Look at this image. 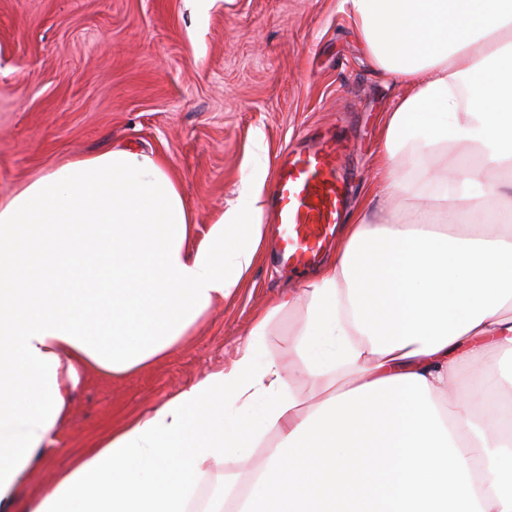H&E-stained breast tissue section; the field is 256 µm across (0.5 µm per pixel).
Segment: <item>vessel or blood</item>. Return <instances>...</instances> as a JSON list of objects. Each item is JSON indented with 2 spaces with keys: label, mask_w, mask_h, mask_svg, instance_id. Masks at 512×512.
I'll list each match as a JSON object with an SVG mask.
<instances>
[{
  "label": "vessel or blood",
  "mask_w": 512,
  "mask_h": 512,
  "mask_svg": "<svg viewBox=\"0 0 512 512\" xmlns=\"http://www.w3.org/2000/svg\"><path fill=\"white\" fill-rule=\"evenodd\" d=\"M343 148L328 132L286 152L272 184V222L280 263L296 272L313 267L345 219Z\"/></svg>",
  "instance_id": "1"
}]
</instances>
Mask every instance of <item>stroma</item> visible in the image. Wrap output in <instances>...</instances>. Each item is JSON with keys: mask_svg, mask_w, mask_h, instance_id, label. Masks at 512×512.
Wrapping results in <instances>:
<instances>
[{"mask_svg": "<svg viewBox=\"0 0 512 512\" xmlns=\"http://www.w3.org/2000/svg\"><path fill=\"white\" fill-rule=\"evenodd\" d=\"M340 0H0V201L49 166L114 148L161 160L196 224L246 207L250 173L287 147L343 133L347 210L368 200L382 121L402 87L372 64ZM303 286L271 241L248 282L159 361L80 375L61 452L160 406L235 356L256 316Z\"/></svg>", "mask_w": 512, "mask_h": 512, "instance_id": "35a3bbf8", "label": "stroma"}]
</instances>
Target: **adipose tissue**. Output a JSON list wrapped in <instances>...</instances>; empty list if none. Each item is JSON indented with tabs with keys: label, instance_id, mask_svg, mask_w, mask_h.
Listing matches in <instances>:
<instances>
[{
	"label": "adipose tissue",
	"instance_id": "1",
	"mask_svg": "<svg viewBox=\"0 0 512 512\" xmlns=\"http://www.w3.org/2000/svg\"><path fill=\"white\" fill-rule=\"evenodd\" d=\"M341 9L408 89L384 114L372 187L410 215L363 208L343 225L287 357L266 336L291 295L229 365L25 497L65 420V376L173 349L248 278L267 199L251 181L247 208L200 233L157 159L115 149L0 203V512H512V225L489 217L512 200V0ZM295 366L316 402L292 389Z\"/></svg>",
	"mask_w": 512,
	"mask_h": 512
}]
</instances>
